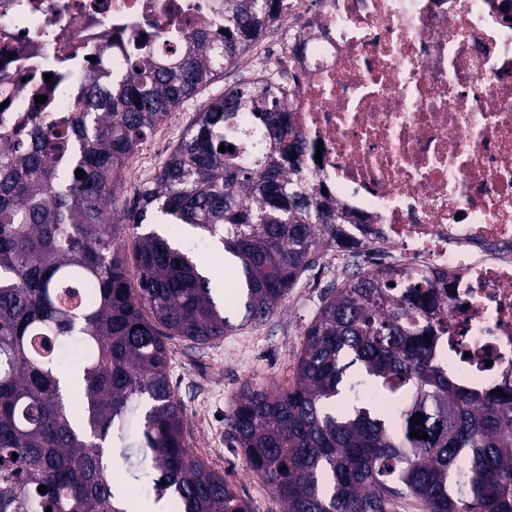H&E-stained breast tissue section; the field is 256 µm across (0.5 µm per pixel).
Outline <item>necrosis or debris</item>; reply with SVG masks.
<instances>
[{
  "instance_id": "obj_1",
  "label": "necrosis or debris",
  "mask_w": 512,
  "mask_h": 512,
  "mask_svg": "<svg viewBox=\"0 0 512 512\" xmlns=\"http://www.w3.org/2000/svg\"><path fill=\"white\" fill-rule=\"evenodd\" d=\"M277 23L246 66L296 75L295 178L356 218L374 258L444 277L460 385L512 389V0H283ZM196 28L222 31L224 0H0V129L74 110L59 61Z\"/></svg>"
}]
</instances>
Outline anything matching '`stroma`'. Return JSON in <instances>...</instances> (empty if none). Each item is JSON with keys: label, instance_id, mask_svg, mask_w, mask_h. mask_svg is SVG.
I'll use <instances>...</instances> for the list:
<instances>
[{"label": "stroma", "instance_id": "stroma-1", "mask_svg": "<svg viewBox=\"0 0 512 512\" xmlns=\"http://www.w3.org/2000/svg\"><path fill=\"white\" fill-rule=\"evenodd\" d=\"M232 84L228 75L213 81L178 105V123L160 124L148 134L138 147L147 177L158 172L197 112ZM348 262L335 249H320L315 264L263 323L245 322L239 308L230 314L234 330L220 342L199 348L178 338L168 342L170 379L185 407L190 445L207 465L223 471L252 512H282L283 506L232 446L227 429L232 398L247 381L281 387L294 382L305 327Z\"/></svg>", "mask_w": 512, "mask_h": 512}]
</instances>
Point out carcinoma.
<instances>
[{"mask_svg":"<svg viewBox=\"0 0 512 512\" xmlns=\"http://www.w3.org/2000/svg\"><path fill=\"white\" fill-rule=\"evenodd\" d=\"M275 3L224 0V39L196 31L147 59L134 49L78 84L77 111L0 130V512H131L142 488L141 512L164 499L177 512H250L190 448L166 340L223 338L234 304L259 324L322 243L354 255L364 243L346 213L336 220L287 178L305 142L281 86L246 78L198 113L122 222L114 213L118 176L141 141L239 66ZM159 216L223 248L231 297L154 231L133 236L132 286L126 233ZM447 331L427 276L358 270L326 289L293 385L243 383L228 421L283 512H392L403 499L421 512H512V397L454 384L433 353ZM355 364L394 409L331 406ZM65 375L83 384L77 414L62 396Z\"/></svg>","mask_w":512,"mask_h":512,"instance_id":"1","label":"carcinoma"}]
</instances>
